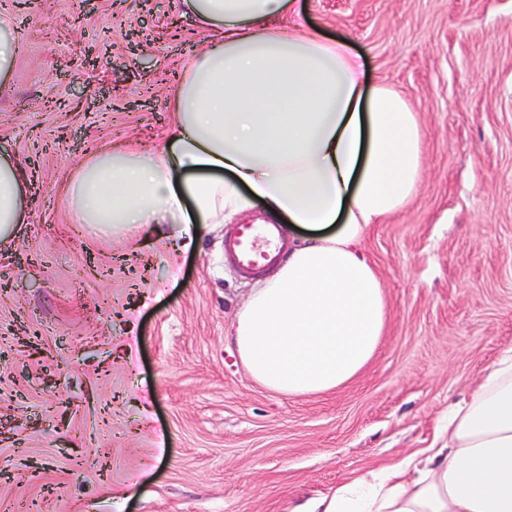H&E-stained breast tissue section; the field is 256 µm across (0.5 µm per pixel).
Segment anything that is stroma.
<instances>
[{
    "instance_id": "stroma-1",
    "label": "stroma",
    "mask_w": 512,
    "mask_h": 512,
    "mask_svg": "<svg viewBox=\"0 0 512 512\" xmlns=\"http://www.w3.org/2000/svg\"><path fill=\"white\" fill-rule=\"evenodd\" d=\"M17 29L0 153L29 177L0 242V512H291L430 443L448 403L512 348V0H296L289 26L351 41L367 88L422 137L415 195L365 252L387 322L362 375L287 396L224 332L275 266L224 260L233 223H74L66 190L99 151L158 149L209 34L180 0H0Z\"/></svg>"
}]
</instances>
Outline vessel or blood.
Listing matches in <instances>:
<instances>
[{
	"label": "vessel or blood",
	"mask_w": 512,
	"mask_h": 512,
	"mask_svg": "<svg viewBox=\"0 0 512 512\" xmlns=\"http://www.w3.org/2000/svg\"><path fill=\"white\" fill-rule=\"evenodd\" d=\"M282 229L276 224H245L240 226L226 247L233 266L242 273H251L274 261Z\"/></svg>",
	"instance_id": "1"
}]
</instances>
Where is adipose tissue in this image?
<instances>
[{
	"mask_svg": "<svg viewBox=\"0 0 512 512\" xmlns=\"http://www.w3.org/2000/svg\"><path fill=\"white\" fill-rule=\"evenodd\" d=\"M294 3L182 0L213 37L173 95V134L155 151L83 164L67 201L81 224H173L188 241L255 202L273 220L314 227L228 330L256 381L305 396L352 381L379 348L386 302L363 240L415 194L421 141L400 96L366 90L346 42L270 27ZM26 187L0 156V240L24 220ZM304 512H512V351L449 403L431 447L365 470Z\"/></svg>",
	"mask_w": 512,
	"mask_h": 512,
	"instance_id": "1",
	"label": "adipose tissue"
}]
</instances>
